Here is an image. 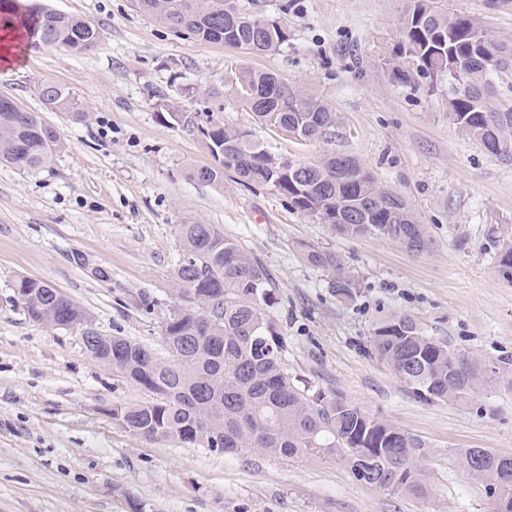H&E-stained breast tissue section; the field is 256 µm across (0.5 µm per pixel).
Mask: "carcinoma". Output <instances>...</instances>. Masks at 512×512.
Segmentation results:
<instances>
[{"label": "carcinoma", "instance_id": "1", "mask_svg": "<svg viewBox=\"0 0 512 512\" xmlns=\"http://www.w3.org/2000/svg\"><path fill=\"white\" fill-rule=\"evenodd\" d=\"M399 40L387 65L391 78L413 90L434 92L448 80V117L493 155L512 152V38L500 37L480 20L438 6L436 0H407ZM145 15L175 33L201 42L224 36L226 12L258 22L231 35L235 48L272 53L288 42V30L238 0H134ZM33 44L64 45L83 53L98 39L83 18L34 8L27 0H0V20ZM256 92L250 105L264 122L263 103L280 106L285 123H302L309 142L321 140L338 117L321 100L306 96L277 75L244 68L235 84ZM45 110L84 118L63 86L40 90ZM205 148L214 165L194 166L193 181L224 185V172L246 185L270 188L296 209L352 237L386 238L409 251L428 244L424 225L397 195L373 178L358 159L332 154L315 163L285 160L269 166V151L248 130L207 118ZM64 146L60 131L37 112L0 96V164L37 171L49 166ZM182 250L174 271L179 304L162 326L169 357L121 336L96 349V359L112 356V369L146 398L117 406L112 417L150 438L197 445L226 454L258 448L280 457L341 461L359 482L392 494L423 497L427 489L417 467L426 443L394 422L342 396L315 388L288 372L286 341L263 312L273 300L263 266L217 224L176 225ZM313 267L331 270V287L344 302L356 298L353 276L336 257L314 247L303 253ZM15 294L29 317L60 327L81 325L87 311L52 285L28 277L15 281ZM369 346L401 383L425 401L467 405L492 380L490 363L448 350L412 317L391 313L373 326ZM458 460L474 479L499 484L503 505L512 512V457L463 448Z\"/></svg>", "mask_w": 512, "mask_h": 512}]
</instances>
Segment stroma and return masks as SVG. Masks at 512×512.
<instances>
[{"instance_id":"35a3bbf8","label":"stroma","mask_w":512,"mask_h":512,"mask_svg":"<svg viewBox=\"0 0 512 512\" xmlns=\"http://www.w3.org/2000/svg\"><path fill=\"white\" fill-rule=\"evenodd\" d=\"M256 2L288 30L279 51L200 42L131 0H44L95 24V48L32 47L20 65L0 62V93L41 113L66 142L45 170L0 165V512H493L455 453L512 456V283L497 268L512 242V154L492 155L462 134L444 92L390 81L383 58L405 0H292L285 13L275 10L279 0ZM446 4L512 37V0ZM246 66L322 100L339 123L304 144L261 125L233 92ZM47 82L73 94L83 121L44 111ZM213 86L224 92L220 121L251 131L272 154L364 162L414 210L428 247L342 234L229 176L220 187L191 181L190 167L212 161L196 125ZM170 107L186 122L162 120ZM187 221L220 225L264 265L274 293L264 311L286 340L290 373L426 442L418 462L426 496L375 489L339 462L144 437L111 414L142 392L88 353L81 329L32 321L14 294L17 277L47 282L78 301L100 333L166 356L175 227ZM308 246L334 253L354 276L353 302L336 298L330 272L304 261ZM77 253L85 265L75 264ZM389 312L493 363L495 380L469 406L418 398L369 350L376 319Z\"/></svg>"}]
</instances>
